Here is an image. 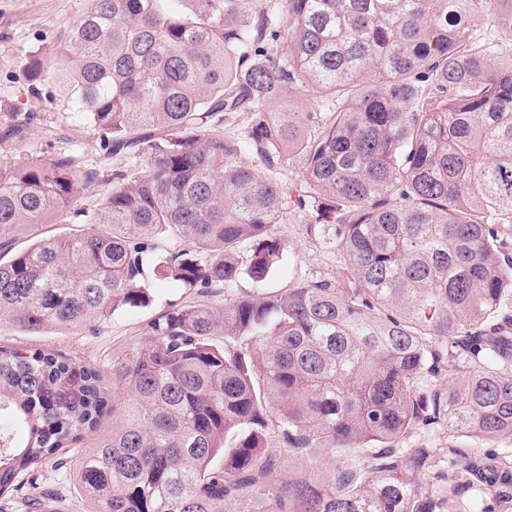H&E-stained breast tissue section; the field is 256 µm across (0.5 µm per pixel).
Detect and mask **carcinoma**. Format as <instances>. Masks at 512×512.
I'll return each instance as SVG.
<instances>
[{"instance_id": "1", "label": "carcinoma", "mask_w": 512, "mask_h": 512, "mask_svg": "<svg viewBox=\"0 0 512 512\" xmlns=\"http://www.w3.org/2000/svg\"><path fill=\"white\" fill-rule=\"evenodd\" d=\"M489 26L512 36V0H92L63 26L57 78L142 171L112 175L94 228L16 250V226L67 214L91 177L0 164V319L41 333L167 284L231 295L168 313L118 369L130 398L79 461L91 512H445L461 486L512 512V448L437 447L512 443V65H491ZM290 89L336 106L310 137L271 111ZM245 114L261 172L226 132ZM294 152L342 284L268 287L272 163ZM243 279L261 292L234 294ZM111 409L97 369L0 346V497ZM301 448L345 461L276 478Z\"/></svg>"}]
</instances>
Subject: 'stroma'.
<instances>
[{"label":"stroma","instance_id":"obj_1","mask_svg":"<svg viewBox=\"0 0 512 512\" xmlns=\"http://www.w3.org/2000/svg\"><path fill=\"white\" fill-rule=\"evenodd\" d=\"M89 4L90 0H0V120L11 112L34 116L25 139L0 144V163L16 165L67 156L78 169L97 175L93 185L81 190L75 215L17 230L13 239L18 248L46 235L80 229V215L95 211L102 194L112 185L113 172L121 170L132 178L140 171L135 161L112 156L102 148L99 131L75 112L65 87L52 76L63 25L82 16ZM277 171L290 207L284 223L275 227L285 247L286 261L272 280V287L316 278L341 281L343 264L335 249L310 234L308 217L296 206L305 186L300 157L292 154L282 159ZM223 302L224 291L220 288L203 294L176 287L159 288L149 306L124 307L111 318L88 326L52 327L32 335L2 320L0 345L51 349L72 359L76 366L94 367L121 400L127 391L115 371L132 355L152 323L180 306ZM111 430V419L102 420L73 448L29 473V481L36 486L55 490L58 512H90L91 505L76 482L75 463L81 453L94 448Z\"/></svg>","mask_w":512,"mask_h":512}]
</instances>
